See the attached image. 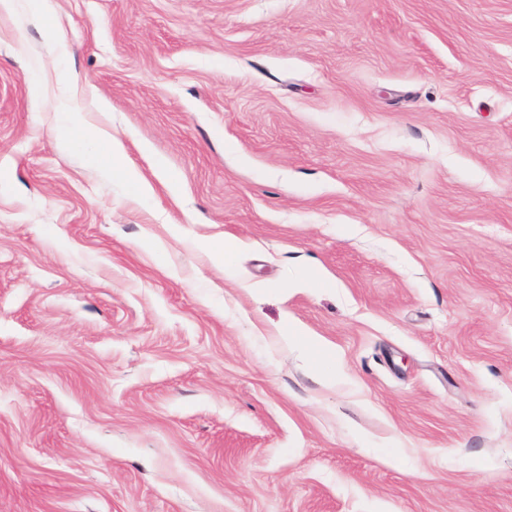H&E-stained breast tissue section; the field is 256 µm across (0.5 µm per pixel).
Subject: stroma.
Returning <instances> with one entry per match:
<instances>
[{"label":"stroma","mask_w":512,"mask_h":512,"mask_svg":"<svg viewBox=\"0 0 512 512\" xmlns=\"http://www.w3.org/2000/svg\"><path fill=\"white\" fill-rule=\"evenodd\" d=\"M0 512H512V0L0 15ZM101 167L112 174L122 175L135 194H144L150 190L149 184L134 169L126 165L123 144L116 137L112 138L111 146L106 152V161ZM283 335L282 339L284 343L288 347H298L303 350L307 361L310 364H318L322 362L330 364L332 369L325 373V378L327 382H331L333 385H336V377L339 379L342 376V372L339 368H337L336 371V356L325 346L323 342L307 336L291 324H286Z\"/></svg>","instance_id":"stroma-1"}]
</instances>
